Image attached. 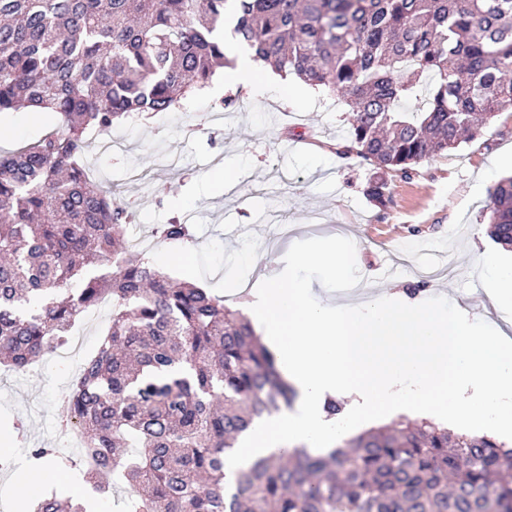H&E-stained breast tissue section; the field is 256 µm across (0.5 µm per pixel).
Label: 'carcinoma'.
Listing matches in <instances>:
<instances>
[{
    "label": "carcinoma",
    "mask_w": 512,
    "mask_h": 512,
    "mask_svg": "<svg viewBox=\"0 0 512 512\" xmlns=\"http://www.w3.org/2000/svg\"><path fill=\"white\" fill-rule=\"evenodd\" d=\"M227 27L258 65L344 98L342 154L375 166L366 193L382 207L385 174L406 177L512 112V0H0V114L38 106L64 126L0 152V364L25 369L112 297L60 412L101 461L83 473L93 491L108 472L140 488L124 512H512V448L427 419L227 474L224 453L296 391L239 311L129 249L127 207L81 155L90 131L209 85L230 65ZM488 209L511 246V177ZM162 238L189 241L183 224ZM30 457L71 462L45 445ZM34 512L85 509L45 495Z\"/></svg>",
    "instance_id": "1"
}]
</instances>
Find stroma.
Here are the masks:
<instances>
[{
  "label": "stroma",
  "instance_id": "stroma-1",
  "mask_svg": "<svg viewBox=\"0 0 512 512\" xmlns=\"http://www.w3.org/2000/svg\"><path fill=\"white\" fill-rule=\"evenodd\" d=\"M351 114L340 96L316 87L289 101L255 94L242 85L219 93L197 91L179 107L135 118L112 130L120 149L89 159L115 197L130 205V221L144 230L178 221L194 240L188 264L170 268L220 295L228 257L283 269L288 249L301 240L354 235L356 263L369 294L386 289L383 265L401 266L398 283L420 293L446 291L467 299L468 316L512 328V316L487 307L485 286H473L485 251L497 248L487 229L490 189L512 176V112L500 115L475 140L416 164L409 177L389 178L391 199L377 206L365 194L369 162L339 148ZM234 184L224 188L223 172ZM452 265L454 277L423 281L417 266ZM74 377L51 354L33 370L0 365V428L19 420L7 438L11 470H0V512H15L31 467L29 448L62 447L59 399Z\"/></svg>",
  "mask_w": 512,
  "mask_h": 512
}]
</instances>
